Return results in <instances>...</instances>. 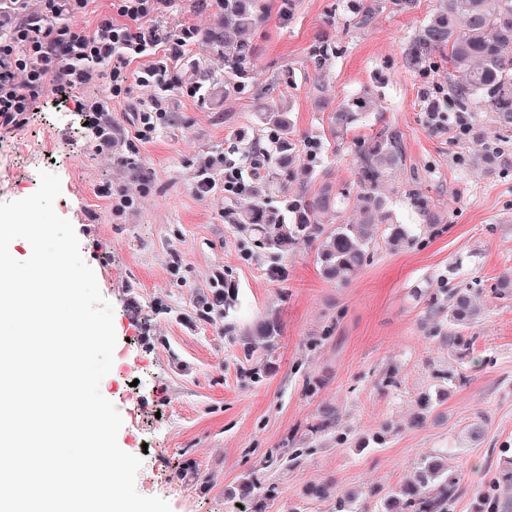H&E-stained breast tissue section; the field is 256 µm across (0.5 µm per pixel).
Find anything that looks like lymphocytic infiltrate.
<instances>
[{"label": "lymphocytic infiltrate", "mask_w": 512, "mask_h": 512, "mask_svg": "<svg viewBox=\"0 0 512 512\" xmlns=\"http://www.w3.org/2000/svg\"><path fill=\"white\" fill-rule=\"evenodd\" d=\"M90 0H0V128H23L43 103L62 101L87 85H108L107 98L84 100L81 118L97 153L112 139V102L132 86L193 98L195 86L177 83L170 63L198 41L196 26L162 33L153 17L172 0H113L92 30L80 21Z\"/></svg>", "instance_id": "f902f5d3"}]
</instances>
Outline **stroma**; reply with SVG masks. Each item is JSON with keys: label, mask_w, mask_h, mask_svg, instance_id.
<instances>
[{"label": "stroma", "mask_w": 512, "mask_h": 512, "mask_svg": "<svg viewBox=\"0 0 512 512\" xmlns=\"http://www.w3.org/2000/svg\"><path fill=\"white\" fill-rule=\"evenodd\" d=\"M417 0L407 13L383 11L369 27L354 26L346 0H296L291 22L278 15L248 33L256 49L258 89L201 102L165 94L174 124L139 147L140 174L116 162L133 133V112L153 94L133 89L112 104L114 143L103 159L86 138L73 103L45 106L19 130L0 128V202L33 194L40 171L56 173V213L68 219L84 261L114 310L117 344L101 394L119 410L120 448L140 456L136 489L167 501L171 512H384L383 503L413 480L425 459L447 456L461 492L449 512H479L474 486L490 482L502 449H512V300L494 297L496 277L512 268V168L464 161L467 148L453 127L432 132L424 123L425 89L442 69L406 67L404 50L415 27L435 8ZM216 9L174 0L154 20L173 31L188 23L208 28ZM335 42L325 79L330 108L364 88L379 97L377 111L356 128L381 122L404 134L406 165L388 185L395 223L410 225L412 245L390 250L376 241L362 271L341 284L324 277L314 248L278 258L257 248L224 216V193L200 198L196 174L205 158L227 150L237 133L254 135L259 89L286 94L300 138L319 146L311 188L352 184L349 145L327 142V114L308 78L310 51L321 36ZM295 82L282 87V69ZM147 190L122 216L99 188ZM428 199L444 220L427 225L409 193ZM286 267L277 281L268 270ZM239 289L228 315L204 319L199 299L217 278ZM472 288L482 310L465 329L473 340L460 356L446 339L447 321L431 318L418 287ZM277 315L274 346L245 355L243 334ZM317 383L308 393V383ZM434 398L424 424H414L419 394ZM337 421L312 426L322 409ZM480 423L481 441L468 442ZM389 429L386 444L372 436ZM301 456H294V449ZM274 493H267V486Z\"/></svg>", "instance_id": "35a3bbf8"}]
</instances>
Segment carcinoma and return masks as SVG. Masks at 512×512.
<instances>
[{"label": "carcinoma", "mask_w": 512, "mask_h": 512, "mask_svg": "<svg viewBox=\"0 0 512 512\" xmlns=\"http://www.w3.org/2000/svg\"><path fill=\"white\" fill-rule=\"evenodd\" d=\"M416 7V0H368L359 9L356 24L369 25L376 14L391 9L405 13ZM219 25L200 33L224 64L222 92L228 96L254 80L255 48L244 34L257 29L270 18L266 0H222L217 8ZM448 63L444 84L426 111L425 123L433 130L442 128L440 112H454L460 119L458 134L472 152L485 161L509 164L506 149L489 136L484 115L506 137L512 132V0H438V7L414 29L405 48L406 66L428 72L435 58ZM336 58V46L321 39L312 49L313 92L321 90L326 73ZM183 80L214 93L216 82L210 68L198 59L184 63ZM375 93L369 88L354 95L343 107L330 112L329 139L340 141L366 119L374 109ZM289 104L279 97L264 102L257 113L256 135L247 143L243 160L254 177L248 201L227 198L224 215L241 232L249 234L257 246L285 256L308 246L315 247L323 274L338 282L354 279L368 258L380 225L393 250L407 247L413 239L406 224H393L388 201L381 188L392 174L405 166L403 133L382 125L369 135L353 141L354 182L351 190L337 191L324 183L316 191L291 188L295 180L299 140L289 118ZM354 200L359 218L340 220L338 206ZM427 224H440L443 217L418 195L411 197ZM493 292L502 300L512 299V269L498 277ZM414 295L428 299L435 315L448 321V343L470 349L472 339L462 336L481 317L472 301L471 289L429 287L414 289ZM238 301L235 281L226 278L211 289V295L198 302L197 314L210 318L217 311L229 312ZM277 318L268 317L244 336V352L269 348L279 335ZM512 485V454H504L494 486ZM459 493V481L448 463L432 457L419 470L417 478L401 487L387 500L386 512H449Z\"/></svg>", "instance_id": "cac0c4a2"}]
</instances>
